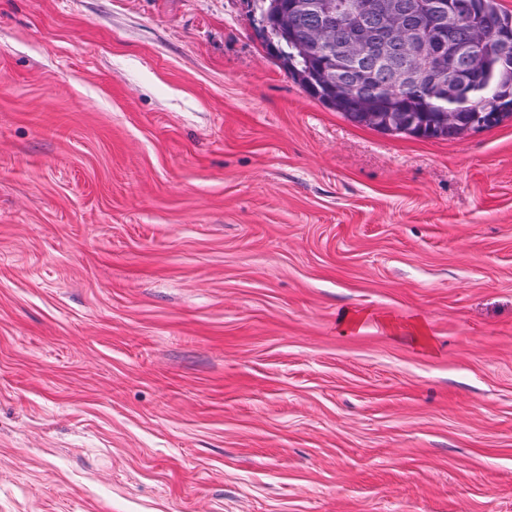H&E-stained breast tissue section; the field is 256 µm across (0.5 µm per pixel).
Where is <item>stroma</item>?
Masks as SVG:
<instances>
[{
	"label": "stroma",
	"mask_w": 512,
	"mask_h": 512,
	"mask_svg": "<svg viewBox=\"0 0 512 512\" xmlns=\"http://www.w3.org/2000/svg\"><path fill=\"white\" fill-rule=\"evenodd\" d=\"M0 512H512V118L355 125L255 0H0Z\"/></svg>",
	"instance_id": "1"
}]
</instances>
